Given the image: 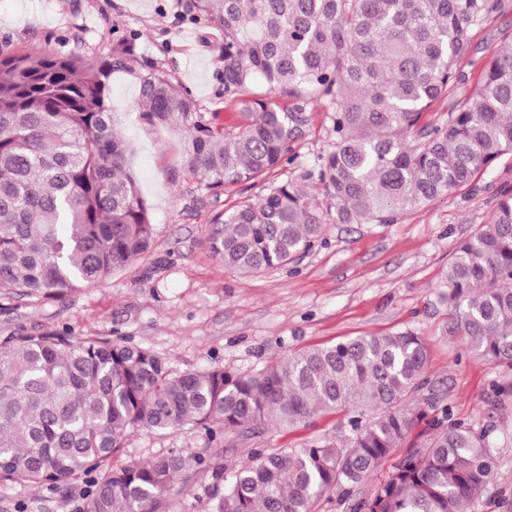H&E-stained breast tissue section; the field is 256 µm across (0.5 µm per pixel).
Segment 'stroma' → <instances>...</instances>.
<instances>
[{
  "instance_id": "obj_1",
  "label": "stroma",
  "mask_w": 512,
  "mask_h": 512,
  "mask_svg": "<svg viewBox=\"0 0 512 512\" xmlns=\"http://www.w3.org/2000/svg\"><path fill=\"white\" fill-rule=\"evenodd\" d=\"M475 26L458 79L429 118L445 122L471 97L495 53L512 45V0ZM186 0H0V48L73 52L88 61L105 57L113 37L132 34L137 50L112 73L109 105L128 146L129 167L149 206L155 239L149 253L112 278L82 287L61 302L0 295V338L66 329L78 338L125 339L148 348L176 373L215 366L241 373L261 369L296 351L365 334L411 328L430 346L427 377L453 418L489 431L495 468L486 491L468 512H512V399L497 388L512 371L493 367L469 350L462 335L446 336V310L437 287L458 243L496 211L500 190L512 187V154L472 182L406 215L395 224H342L327 199L319 205L323 234L288 266L249 274L224 266L207 247L211 217L263 192L264 181L219 193L201 189L186 169L184 127L149 120L139 106L149 72H162L190 93L205 119L230 122L233 101L220 82L223 62L212 30L184 17ZM306 122L292 141L293 164L274 180L308 183L318 158L336 135L323 103L305 108ZM347 418L321 414L297 428L262 427L211 441L205 431L135 432L120 459L149 461L168 450L211 455L220 467L248 460L257 450L298 447L339 435ZM426 425L379 465L352 496L327 491L314 512H351V498L385 481L409 447L423 446ZM84 481L50 491L0 483V512H83ZM221 486L192 472L172 487L165 512H208Z\"/></svg>"
}]
</instances>
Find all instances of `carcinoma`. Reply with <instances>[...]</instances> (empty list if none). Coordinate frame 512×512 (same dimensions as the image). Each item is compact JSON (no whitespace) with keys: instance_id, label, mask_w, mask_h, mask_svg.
I'll return each instance as SVG.
<instances>
[{"instance_id":"carcinoma-1","label":"carcinoma","mask_w":512,"mask_h":512,"mask_svg":"<svg viewBox=\"0 0 512 512\" xmlns=\"http://www.w3.org/2000/svg\"><path fill=\"white\" fill-rule=\"evenodd\" d=\"M501 0H187L190 19L223 40L224 95L234 122L197 112L167 75L141 85L139 106L187 131L186 166L210 192L289 163L305 106L332 113L336 141L318 184L342 224H393L448 195L512 152V49L493 56L474 95L445 123L470 32ZM123 36L96 63L75 53L0 50V293L62 301L109 280L152 247L155 229L128 147L108 106L112 71L134 56ZM293 102L283 108L276 95ZM314 196L288 179L212 219L207 244L224 266L288 265L319 241ZM460 333L484 361L512 369V189L493 219L462 240L439 284ZM426 339L412 329L310 347L241 374L172 373L153 351L65 332L0 338V482L56 490L86 478L85 512H160L177 479L212 470L224 493L212 512H313L336 486L350 494L418 424L389 478L352 512H465L490 483L489 433L453 420L426 388ZM349 414V434L271 452L230 471L198 454L106 462L139 430L199 427L211 436L295 428Z\"/></svg>"}]
</instances>
